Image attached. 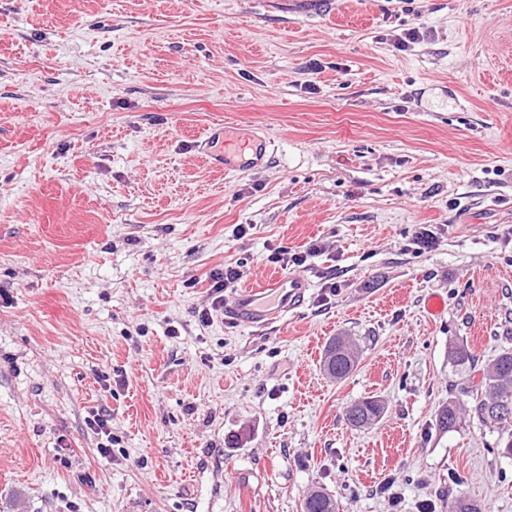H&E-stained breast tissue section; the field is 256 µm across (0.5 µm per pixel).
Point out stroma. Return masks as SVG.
<instances>
[{"label":"stroma","mask_w":512,"mask_h":512,"mask_svg":"<svg viewBox=\"0 0 512 512\" xmlns=\"http://www.w3.org/2000/svg\"><path fill=\"white\" fill-rule=\"evenodd\" d=\"M317 242L285 322L213 309ZM452 343L512 347V0H0V512H512L497 430L435 426ZM230 127H224V154L214 158V164L224 166V173H240L246 166L260 167L266 162L268 141L248 134L236 137ZM246 148L251 150L250 157L243 161L242 156ZM246 164V165H245ZM322 252V246L319 243L312 244L308 251L306 252V255H299L297 253L290 254L288 251V248L286 247H279L272 253L269 257V259L273 262H282V267L287 268L288 265H290V262L292 265H303L307 260V255L309 256H317ZM238 266L227 265L224 266L223 270H217L211 273L210 275V291L212 294H220L216 296L212 305L214 308L223 307L224 305V292H226L229 288H235L238 281L241 279L243 272L239 269ZM359 359V349L348 336L333 337L327 344L322 357L325 373L333 379L349 375ZM384 412L385 404L382 400L376 397H367L346 406L344 416L350 426L366 428L377 423L383 417ZM303 512H336L335 499L322 489L308 492L302 504Z\"/></svg>","instance_id":"35a3bbf8"}]
</instances>
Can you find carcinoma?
<instances>
[{
  "label": "carcinoma",
  "instance_id": "carcinoma-1",
  "mask_svg": "<svg viewBox=\"0 0 512 512\" xmlns=\"http://www.w3.org/2000/svg\"><path fill=\"white\" fill-rule=\"evenodd\" d=\"M448 356L457 365L469 366L470 372H480V381L471 386V400L448 398V403L435 415L436 428L443 432L458 429L469 417L503 430L494 450L512 458V348H505L480 368L478 360L464 344L449 347ZM359 359L356 343L347 336H336L327 344L322 357L325 373L333 379L349 375ZM385 404L376 397H367L345 407L347 423L355 428H366L377 423L384 415ZM302 512H337L335 499L321 489L308 492ZM448 512H484L482 504L466 496H457L448 502Z\"/></svg>",
  "mask_w": 512,
  "mask_h": 512
}]
</instances>
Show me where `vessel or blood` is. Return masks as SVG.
Listing matches in <instances>:
<instances>
[{"mask_svg":"<svg viewBox=\"0 0 512 512\" xmlns=\"http://www.w3.org/2000/svg\"><path fill=\"white\" fill-rule=\"evenodd\" d=\"M268 143L252 135L234 136L224 133V153L215 159L225 173H240L246 167H260L266 162ZM310 288L299 275L282 274L257 286L240 290L224 308L228 320L256 328H265L296 313L305 303Z\"/></svg>","mask_w":512,"mask_h":512,"instance_id":"vessel-or-blood-1","label":"vessel or blood"}]
</instances>
